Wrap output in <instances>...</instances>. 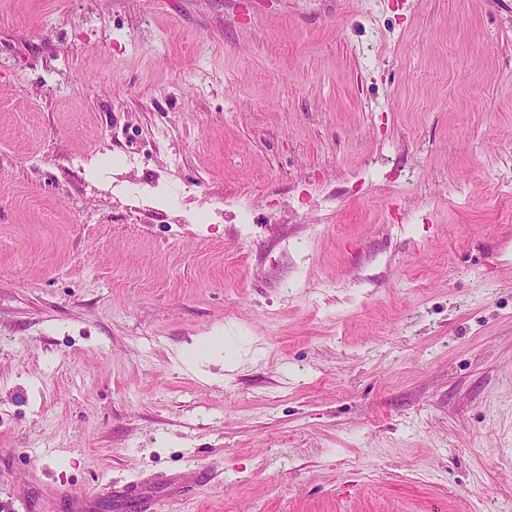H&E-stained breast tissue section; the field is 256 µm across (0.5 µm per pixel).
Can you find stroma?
I'll return each mask as SVG.
<instances>
[{"label":"stroma","instance_id":"stroma-1","mask_svg":"<svg viewBox=\"0 0 512 512\" xmlns=\"http://www.w3.org/2000/svg\"><path fill=\"white\" fill-rule=\"evenodd\" d=\"M132 482L512 512V0H0V512Z\"/></svg>","mask_w":512,"mask_h":512}]
</instances>
